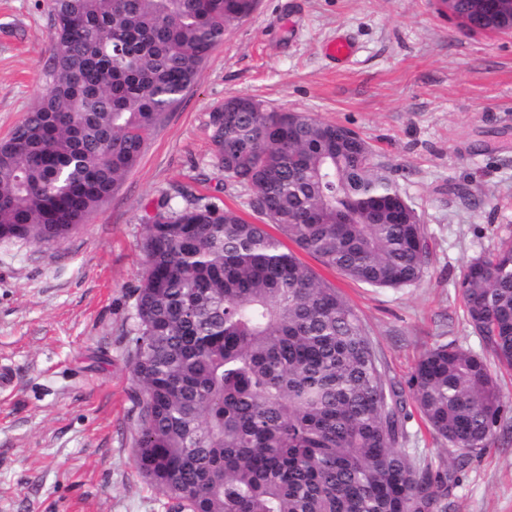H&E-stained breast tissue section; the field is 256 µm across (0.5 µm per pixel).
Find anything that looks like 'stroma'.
I'll return each instance as SVG.
<instances>
[{
  "label": "stroma",
  "mask_w": 512,
  "mask_h": 512,
  "mask_svg": "<svg viewBox=\"0 0 512 512\" xmlns=\"http://www.w3.org/2000/svg\"><path fill=\"white\" fill-rule=\"evenodd\" d=\"M50 31L43 0H0V139L41 93ZM339 34L358 47L345 65L324 53ZM242 94L357 132L415 208L429 248L417 284L376 288L299 255L357 310L386 380L406 388L419 355L439 344L483 353L457 283L512 236V32L465 31L443 0H259L86 224L57 241H0V367L14 375L0 389V512H169L133 453L140 242L178 185L258 222L253 189L215 166L207 126ZM404 407L403 448L449 465L455 449L412 399ZM448 500V512H512V427Z\"/></svg>",
  "instance_id": "obj_1"
}]
</instances>
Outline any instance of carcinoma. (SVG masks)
<instances>
[{
    "label": "carcinoma",
    "instance_id": "1",
    "mask_svg": "<svg viewBox=\"0 0 512 512\" xmlns=\"http://www.w3.org/2000/svg\"><path fill=\"white\" fill-rule=\"evenodd\" d=\"M51 62L34 108L0 140V240H58L86 223L255 0H45ZM216 165L251 187L262 223L177 187L144 224L131 338L138 472L176 512H448L505 413L498 374L453 344L408 388L459 454L437 470L399 447L400 391L355 309L298 249L377 288L418 282L416 211L359 135L232 97L209 114ZM180 198L182 203L172 200ZM467 324L512 371V242L458 282Z\"/></svg>",
    "mask_w": 512,
    "mask_h": 512
}]
</instances>
